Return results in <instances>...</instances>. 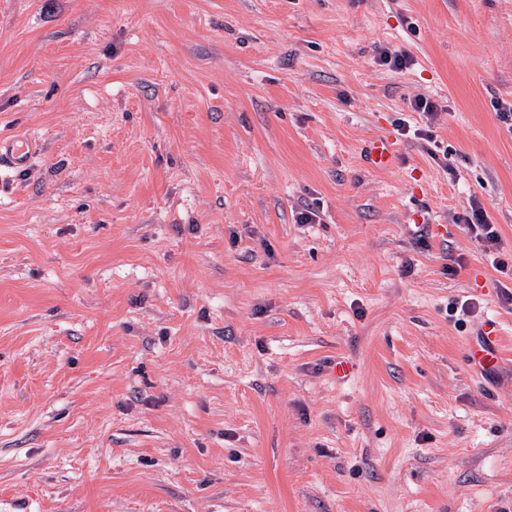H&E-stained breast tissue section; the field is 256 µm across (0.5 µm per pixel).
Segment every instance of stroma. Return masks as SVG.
<instances>
[{"instance_id": "stroma-1", "label": "stroma", "mask_w": 512, "mask_h": 512, "mask_svg": "<svg viewBox=\"0 0 512 512\" xmlns=\"http://www.w3.org/2000/svg\"><path fill=\"white\" fill-rule=\"evenodd\" d=\"M509 103L512 0H0V501L512 512ZM368 164L377 170L389 169L393 166L395 149L393 144L385 136L373 138L365 149ZM40 149V144L33 139L10 137L0 138V165L7 162L15 168L26 164ZM474 221L468 224V229L471 233L475 234V238L480 239L484 244V250L490 257H492L491 264L494 269L502 274L507 275V265L497 256L491 255L498 249L500 236L495 224H489L481 207L473 213ZM501 336L495 322L486 323L481 329L476 342L467 353L468 363L474 368L483 370L495 369L500 363L499 344Z\"/></svg>"}]
</instances>
